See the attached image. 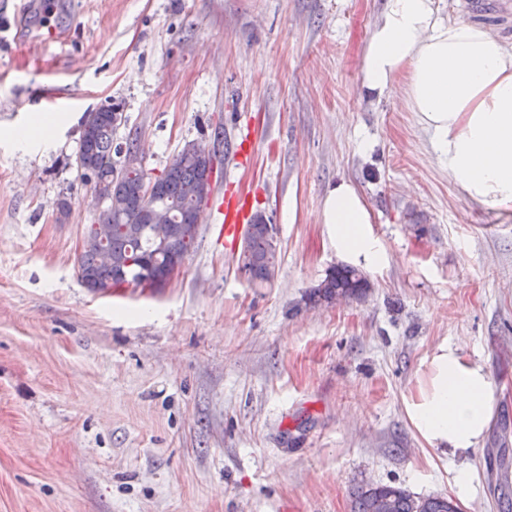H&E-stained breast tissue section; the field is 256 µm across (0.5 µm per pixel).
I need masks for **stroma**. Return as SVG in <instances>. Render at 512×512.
I'll use <instances>...</instances> for the list:
<instances>
[{
  "label": "stroma",
  "instance_id": "35a3bbf8",
  "mask_svg": "<svg viewBox=\"0 0 512 512\" xmlns=\"http://www.w3.org/2000/svg\"><path fill=\"white\" fill-rule=\"evenodd\" d=\"M0 0V512H350L367 484L460 512L512 488V210L465 198L402 94L368 97L361 59L384 0ZM160 175L213 146L212 194L162 288L89 292L76 274L101 206L74 166L85 112ZM389 263L366 293L306 305L337 266L320 221L340 181ZM232 221H224L225 213ZM274 280L239 269L254 214ZM489 372L496 417L466 461L434 453L406 400L436 347Z\"/></svg>",
  "mask_w": 512,
  "mask_h": 512
}]
</instances>
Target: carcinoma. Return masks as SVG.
<instances>
[{"label":"carcinoma","mask_w":512,"mask_h":512,"mask_svg":"<svg viewBox=\"0 0 512 512\" xmlns=\"http://www.w3.org/2000/svg\"><path fill=\"white\" fill-rule=\"evenodd\" d=\"M115 112L117 109L109 105L90 112L94 130L91 138L79 145L82 169L95 174L122 196L119 206L101 211L97 218L99 224L112 225V236L107 245L101 246L93 224L84 236L78 256V273L93 292L129 281L134 273L132 267L103 263L100 260L103 248L120 259L131 258L152 265L158 280L165 281L170 267L180 257L188 255L197 239V235L187 233V229L198 223L204 202L186 199L185 188L192 184L211 188L212 172L207 162L188 147H183L157 177L153 207L172 212L174 220L169 239L164 243L156 240L144 216L150 210L141 194L140 180L146 173L132 177L115 170L116 158L133 150L132 143L116 138ZM245 243L249 282L255 287L271 283L277 266L278 245L259 223L253 232L246 234ZM368 287L362 271L352 266H338L328 271L325 279L308 295L307 301L318 303L336 295L355 297ZM351 512H458V507L445 496L415 499L396 486L367 485L354 493Z\"/></svg>","instance_id":"1"}]
</instances>
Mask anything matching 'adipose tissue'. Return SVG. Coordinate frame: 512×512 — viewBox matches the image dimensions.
I'll return each mask as SVG.
<instances>
[{
	"label": "adipose tissue",
	"mask_w": 512,
	"mask_h": 512,
	"mask_svg": "<svg viewBox=\"0 0 512 512\" xmlns=\"http://www.w3.org/2000/svg\"><path fill=\"white\" fill-rule=\"evenodd\" d=\"M362 73L369 94L402 90L467 199L512 208V47L468 20L443 19L437 0H385ZM321 216L339 259L372 271L385 266L387 251L351 183L328 191ZM425 364L427 378L406 403L411 423L439 455L474 452L495 414L489 373L448 344Z\"/></svg>",
	"instance_id": "1"
}]
</instances>
